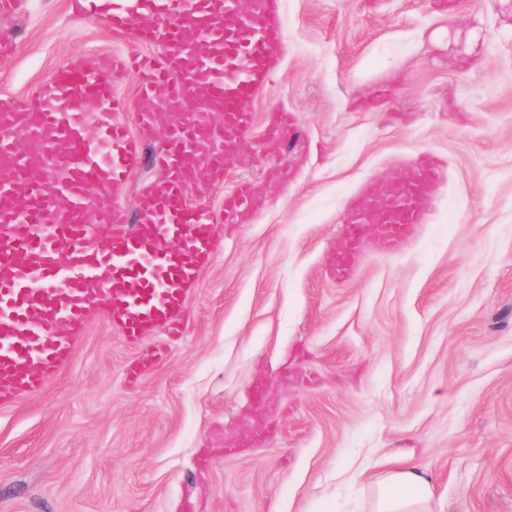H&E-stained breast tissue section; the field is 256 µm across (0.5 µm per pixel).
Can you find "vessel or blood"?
Returning <instances> with one entry per match:
<instances>
[{"instance_id": "obj_1", "label": "vessel or blood", "mask_w": 512, "mask_h": 512, "mask_svg": "<svg viewBox=\"0 0 512 512\" xmlns=\"http://www.w3.org/2000/svg\"><path fill=\"white\" fill-rule=\"evenodd\" d=\"M111 10L113 30L161 52L85 57L40 87L36 111L0 107L1 403L58 374L97 307L129 342L180 335L188 294L225 225L253 202L245 185L226 195L219 225L188 194L208 195L199 171L222 177L228 149L252 126L251 103L284 50L275 0H112ZM131 68L155 105L139 123L164 135L154 156L163 180L139 192L134 224L115 196L141 142L106 108L113 76ZM190 100L192 112L184 109ZM43 169L51 180L39 178ZM438 177L423 171L412 199L395 201L397 223L424 222Z\"/></svg>"}]
</instances>
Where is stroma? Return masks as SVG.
I'll use <instances>...</instances> for the list:
<instances>
[{
  "mask_svg": "<svg viewBox=\"0 0 512 512\" xmlns=\"http://www.w3.org/2000/svg\"><path fill=\"white\" fill-rule=\"evenodd\" d=\"M284 51L201 204L252 186L187 299L181 335L128 343L106 310L41 392L0 404V512H371L352 473L433 479L439 512H512V0H278ZM0 103L60 66L127 52L74 0L0 11ZM127 71L115 120L161 132ZM290 144L260 151L272 113ZM437 167L398 243L354 235L374 190ZM143 367L130 381L132 367ZM265 388L254 440L250 395Z\"/></svg>",
  "mask_w": 512,
  "mask_h": 512,
  "instance_id": "stroma-1",
  "label": "stroma"
}]
</instances>
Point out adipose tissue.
I'll return each mask as SVG.
<instances>
[{"label": "adipose tissue", "mask_w": 512, "mask_h": 512, "mask_svg": "<svg viewBox=\"0 0 512 512\" xmlns=\"http://www.w3.org/2000/svg\"><path fill=\"white\" fill-rule=\"evenodd\" d=\"M355 481L373 489V512H434V486L425 469L394 468L374 480L359 475Z\"/></svg>", "instance_id": "obj_1"}]
</instances>
